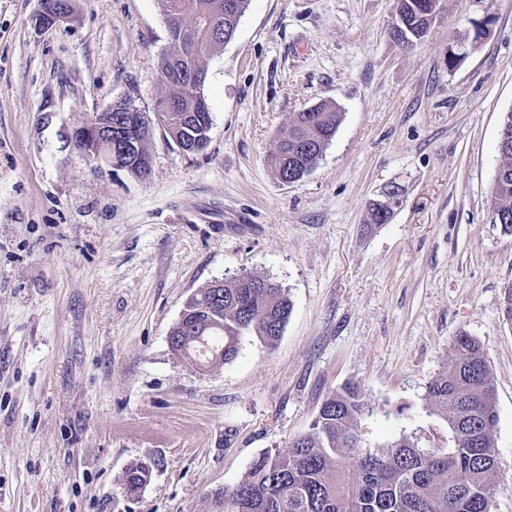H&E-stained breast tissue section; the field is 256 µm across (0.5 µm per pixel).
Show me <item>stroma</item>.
Masks as SVG:
<instances>
[{"instance_id":"35a3bbf8","label":"stroma","mask_w":512,"mask_h":512,"mask_svg":"<svg viewBox=\"0 0 512 512\" xmlns=\"http://www.w3.org/2000/svg\"><path fill=\"white\" fill-rule=\"evenodd\" d=\"M398 7L251 0L206 59V147L154 126L135 177L92 169L62 133L118 100L154 111L158 0H72L40 28L39 0H0V512H209L212 490L287 451L349 382L368 446L453 447L425 390L462 331L495 379L491 512H512V235L488 205L512 112V0H440L411 47L390 35ZM320 101L342 113L336 136L283 183L267 157ZM393 183L400 207L370 225ZM241 274L289 292L277 346L251 333L233 361L187 367L168 344L186 299ZM134 460L153 475L131 499Z\"/></svg>"}]
</instances>
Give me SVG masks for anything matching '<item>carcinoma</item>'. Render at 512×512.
Listing matches in <instances>:
<instances>
[{"mask_svg":"<svg viewBox=\"0 0 512 512\" xmlns=\"http://www.w3.org/2000/svg\"><path fill=\"white\" fill-rule=\"evenodd\" d=\"M167 23L197 24V49L173 42L166 60L160 100L176 104L164 129L179 147L191 152L203 142L211 119L195 91L205 86V56L224 46L211 34V24L229 20L228 0H159ZM341 112L336 105L318 104L308 114L297 112L270 156L280 178L314 167L336 135ZM307 143L309 151L298 146ZM497 150L502 164L493 177L490 209L493 222L512 234V112L504 120ZM260 277L243 274L221 288L208 284L185 305L186 323L195 332L182 335L172 352L196 368L234 360L240 340L254 332L269 346L282 336L292 302L282 286L261 288ZM446 370L426 386V401L448 423L453 448H421L403 437L374 449L361 444L358 419L367 401L356 383H348L323 400L312 432L291 441L288 452H265L245 477L209 494L211 512H489L491 477L498 466L495 429L498 413L495 380L480 341L461 332L452 343ZM152 477V465L130 463L122 489L139 495Z\"/></svg>","mask_w":512,"mask_h":512,"instance_id":"obj_1","label":"carcinoma"}]
</instances>
